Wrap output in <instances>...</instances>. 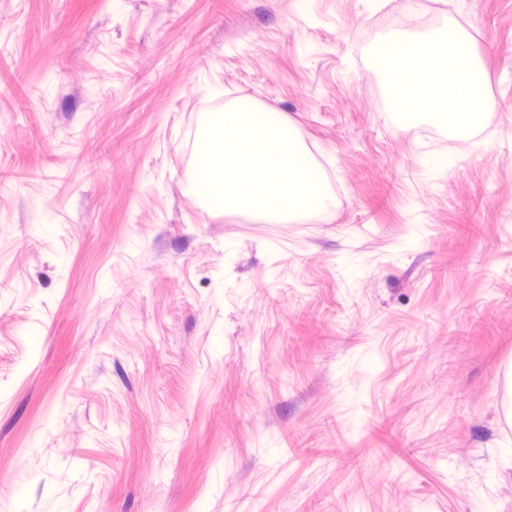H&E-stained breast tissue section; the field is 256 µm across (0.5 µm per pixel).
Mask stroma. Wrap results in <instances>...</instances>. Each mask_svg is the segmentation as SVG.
I'll return each mask as SVG.
<instances>
[{
    "mask_svg": "<svg viewBox=\"0 0 512 512\" xmlns=\"http://www.w3.org/2000/svg\"><path fill=\"white\" fill-rule=\"evenodd\" d=\"M498 110L384 119L447 39ZM281 112L330 213L188 190ZM512 0H0V512H512Z\"/></svg>",
    "mask_w": 512,
    "mask_h": 512,
    "instance_id": "35a3bbf8",
    "label": "stroma"
}]
</instances>
